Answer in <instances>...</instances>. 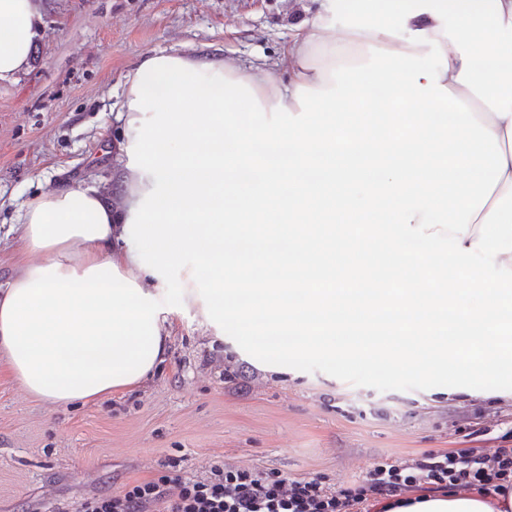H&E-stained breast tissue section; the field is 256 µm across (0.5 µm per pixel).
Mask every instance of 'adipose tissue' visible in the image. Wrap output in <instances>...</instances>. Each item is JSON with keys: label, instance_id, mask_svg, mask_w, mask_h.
Wrapping results in <instances>:
<instances>
[{"label": "adipose tissue", "instance_id": "obj_1", "mask_svg": "<svg viewBox=\"0 0 512 512\" xmlns=\"http://www.w3.org/2000/svg\"><path fill=\"white\" fill-rule=\"evenodd\" d=\"M291 77L213 57L126 76L118 190L27 199L0 287V364L51 404L138 389L179 290L246 360L299 350L424 387L512 397V0H327ZM44 0H0V87L30 70ZM288 143L283 165L263 146ZM317 171L316 180L305 178ZM389 512H512V491Z\"/></svg>", "mask_w": 512, "mask_h": 512}]
</instances>
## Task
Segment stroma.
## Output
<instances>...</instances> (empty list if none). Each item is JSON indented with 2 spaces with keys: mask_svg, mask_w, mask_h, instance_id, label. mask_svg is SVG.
I'll use <instances>...</instances> for the list:
<instances>
[{
  "mask_svg": "<svg viewBox=\"0 0 512 512\" xmlns=\"http://www.w3.org/2000/svg\"><path fill=\"white\" fill-rule=\"evenodd\" d=\"M30 71L0 88V285L23 249L21 203L57 185L111 183L126 74L147 55L275 62L302 16L289 0H45ZM167 269L165 362L136 391L41 401L0 372V512H76L166 472L219 464L338 487L382 460L512 448V399L426 393L382 369L347 374L297 354L280 375L216 339Z\"/></svg>",
  "mask_w": 512,
  "mask_h": 512,
  "instance_id": "1",
  "label": "stroma"
}]
</instances>
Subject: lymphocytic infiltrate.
<instances>
[{
	"mask_svg": "<svg viewBox=\"0 0 512 512\" xmlns=\"http://www.w3.org/2000/svg\"><path fill=\"white\" fill-rule=\"evenodd\" d=\"M511 487L512 448H454L428 451L409 463L378 462L366 479L338 488L319 477L286 482L263 471L218 465L201 480L169 472L87 499L78 512H372L410 492L488 495Z\"/></svg>",
	"mask_w": 512,
	"mask_h": 512,
	"instance_id": "lymphocytic-infiltrate-1",
	"label": "lymphocytic infiltrate"
}]
</instances>
